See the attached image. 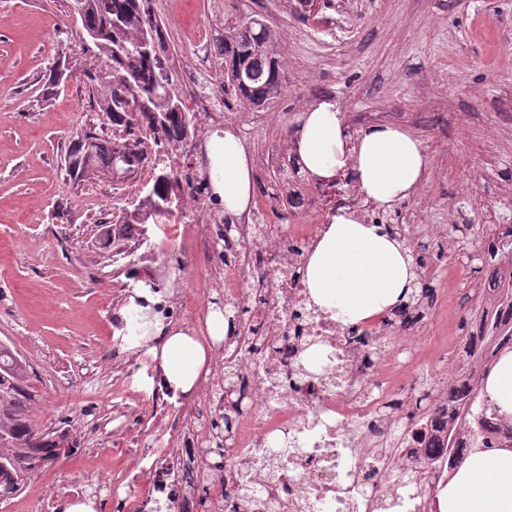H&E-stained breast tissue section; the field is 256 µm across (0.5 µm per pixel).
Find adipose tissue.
<instances>
[{
	"mask_svg": "<svg viewBox=\"0 0 512 512\" xmlns=\"http://www.w3.org/2000/svg\"><path fill=\"white\" fill-rule=\"evenodd\" d=\"M296 151L309 179L320 183L352 168L365 203L382 211L409 200L421 185L426 156L418 138L395 124L370 125L349 133L334 103L318 100L302 115ZM209 193L225 217L251 213L253 163L243 139L220 125L209 131L201 155ZM418 276L410 249L397 233L366 224L341 211L308 252L303 284L307 305L344 324H363L406 304ZM152 286L133 290L119 311L135 322L124 335L129 349H147L159 367L160 386L173 397L194 395L210 373L214 347L235 330L229 310L214 304L196 328L166 322L156 312ZM483 396L512 417V349L496 359ZM439 512H512V448L471 449L437 495Z\"/></svg>",
	"mask_w": 512,
	"mask_h": 512,
	"instance_id": "ef3b65f1",
	"label": "adipose tissue"
}]
</instances>
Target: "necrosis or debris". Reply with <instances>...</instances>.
<instances>
[{
    "label": "necrosis or debris",
    "mask_w": 512,
    "mask_h": 512,
    "mask_svg": "<svg viewBox=\"0 0 512 512\" xmlns=\"http://www.w3.org/2000/svg\"><path fill=\"white\" fill-rule=\"evenodd\" d=\"M283 199L296 235L315 237L321 227L306 222L301 193L275 186L268 212L279 215ZM224 247L237 255L224 268V294L246 303L250 317L221 353L243 398L224 410L223 465L203 460L204 435L185 452L152 449L153 464L123 484L128 512H437L448 456L471 442L464 402L477 384L454 377L444 391L424 386L384 324L347 326L317 310L295 319L306 296L302 263L277 225L242 217ZM306 343L321 353L307 376L298 363ZM408 472L417 479L404 497ZM159 487L166 499L155 497Z\"/></svg>",
    "instance_id": "necrosis-or-debris-1"
}]
</instances>
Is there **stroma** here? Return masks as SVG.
I'll list each match as a JSON object with an SVG mask.
<instances>
[{"mask_svg":"<svg viewBox=\"0 0 512 512\" xmlns=\"http://www.w3.org/2000/svg\"><path fill=\"white\" fill-rule=\"evenodd\" d=\"M177 85L211 91L224 81L216 45L225 27L256 13L277 33L287 80L272 111L250 123L231 101L229 124L253 158L254 194L278 180L293 155L298 119L318 99L336 103L349 132L378 123L404 127L423 144L424 182L416 195L382 213L383 223L414 218L411 253L419 290L406 308L421 312L426 337L416 370L438 382L444 339L463 336L494 302L481 294L499 224L512 225V0H151ZM70 0H0V342L26 360L32 416L48 431H70L77 449L33 474L0 512H40L47 500L93 491L100 512H125L109 479L131 456L192 447L187 407L214 415L205 391L174 399L158 387L146 351L116 336V311L134 288L164 295L163 314L200 324L213 285L234 254L218 207L195 191L210 128L194 113L185 142L152 156L121 186L92 178L72 183L64 158L77 135L99 127L88 76L101 62ZM63 68L57 93L49 76ZM161 173L173 175L168 222L128 225L114 255L103 222L136 209ZM356 189L345 169L300 192L316 223H330L331 194ZM445 294L435 317L424 309Z\"/></svg>","mask_w":512,"mask_h":512,"instance_id":"obj_1","label":"stroma"}]
</instances>
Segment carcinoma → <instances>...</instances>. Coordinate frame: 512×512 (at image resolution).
<instances>
[{
	"instance_id": "carcinoma-1",
	"label": "carcinoma",
	"mask_w": 512,
	"mask_h": 512,
	"mask_svg": "<svg viewBox=\"0 0 512 512\" xmlns=\"http://www.w3.org/2000/svg\"><path fill=\"white\" fill-rule=\"evenodd\" d=\"M81 22L82 28L98 30V50L111 79L105 83L89 75L98 111L106 124L123 128L121 138L104 137L89 129L74 143L71 154L83 155L84 142L94 149L90 163L80 164L70 179L80 181L96 170L112 166L119 143L139 137L130 113L136 101H125L118 78H129L151 111L169 114L157 133L158 145H176L186 140L192 118L174 86L161 25L151 14L148 0H93ZM276 34L259 15H248L224 30L218 49L224 56V90L234 92L243 105L258 110L274 107L286 81L285 67L275 50ZM247 76L239 78L238 67ZM32 394L27 365L14 352L0 345V501L18 496L30 475L73 453L74 437L41 429L31 414Z\"/></svg>"
}]
</instances>
